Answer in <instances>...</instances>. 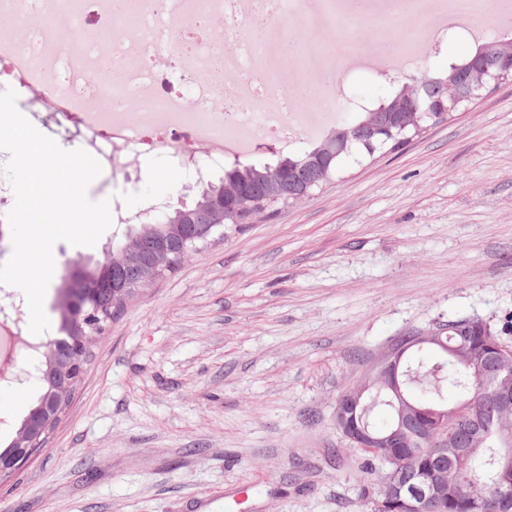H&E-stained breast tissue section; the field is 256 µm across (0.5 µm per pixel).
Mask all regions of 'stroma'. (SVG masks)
Masks as SVG:
<instances>
[{"instance_id": "obj_1", "label": "stroma", "mask_w": 512, "mask_h": 512, "mask_svg": "<svg viewBox=\"0 0 512 512\" xmlns=\"http://www.w3.org/2000/svg\"><path fill=\"white\" fill-rule=\"evenodd\" d=\"M397 87L353 74L340 122ZM18 107L67 149L52 101ZM196 174L161 152L110 169L91 200L177 197ZM112 240L60 242L44 306ZM458 318L512 344V81L401 150L349 166L273 216L224 226L106 327L45 445L0 478V512H363L365 457L336 400L403 338ZM42 392L0 381V448Z\"/></svg>"}]
</instances>
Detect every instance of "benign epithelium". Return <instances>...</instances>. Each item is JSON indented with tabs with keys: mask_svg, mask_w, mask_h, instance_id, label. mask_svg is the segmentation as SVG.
Segmentation results:
<instances>
[{
	"mask_svg": "<svg viewBox=\"0 0 512 512\" xmlns=\"http://www.w3.org/2000/svg\"><path fill=\"white\" fill-rule=\"evenodd\" d=\"M512 71V54L502 53L486 68L474 70L468 74L463 84L448 79L446 97L448 104L428 101L424 96L411 97L402 105L394 108L396 112H440L455 108L465 101L474 100L482 95L490 85L502 81V71ZM193 223V211L182 214L180 223L168 226L167 239L149 248H144L140 239L131 237L127 241L130 248H136L141 255L138 279L123 286L121 293L129 296L139 294L142 288L162 277L165 271L175 266V260L182 259L204 243L208 237H192L185 231ZM96 289L85 288L77 283L70 289L68 319L71 327L66 341V356L72 377L67 378L59 389L66 394L84 378L87 365L89 344L95 331L110 321L109 316L100 310L94 301ZM441 324L424 330L414 336L408 344L394 346L388 355L358 384L345 390L336 402V431L352 448H412L427 444L434 456L448 460L452 455L461 457L473 448L479 447L492 435L498 441V468L502 474L512 472V427L505 424V417L512 415V349H504L490 340H485L482 349L461 336L456 345L450 346L443 336ZM421 350L425 347L444 352L465 364L473 372L477 384L491 386V400L474 419V426L461 432L455 428L454 418L466 414L471 404H463L453 410L439 407L418 408L404 396L402 379L407 351L411 348ZM387 391L393 408V422L385 432H375L368 425L357 424L366 412L368 398L375 392ZM61 407L57 400H46L40 413L26 419L17 432L12 452L0 458V473L12 474L25 466L42 448L50 428L57 421ZM451 481L448 472L440 470L427 484H417L413 475L406 470L392 468L387 480L381 484L380 492L384 496L395 497L402 512H424L431 501H441L448 497Z\"/></svg>",
	"mask_w": 512,
	"mask_h": 512,
	"instance_id": "benign-epithelium-1",
	"label": "benign epithelium"
}]
</instances>
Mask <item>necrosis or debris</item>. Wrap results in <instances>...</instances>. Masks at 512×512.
Wrapping results in <instances>:
<instances>
[{
  "instance_id": "necrosis-or-debris-1",
  "label": "necrosis or debris",
  "mask_w": 512,
  "mask_h": 512,
  "mask_svg": "<svg viewBox=\"0 0 512 512\" xmlns=\"http://www.w3.org/2000/svg\"><path fill=\"white\" fill-rule=\"evenodd\" d=\"M414 3L380 74L417 67L448 31L484 36L483 0ZM342 13L339 0H137L123 14L114 0H0V79L47 90L59 104L55 124L75 126L105 167L127 170L158 150L205 171L266 143L315 141L335 125L334 90L361 58L313 40L273 59L253 32L288 15L308 27ZM303 74L334 84L308 111L294 89Z\"/></svg>"
}]
</instances>
